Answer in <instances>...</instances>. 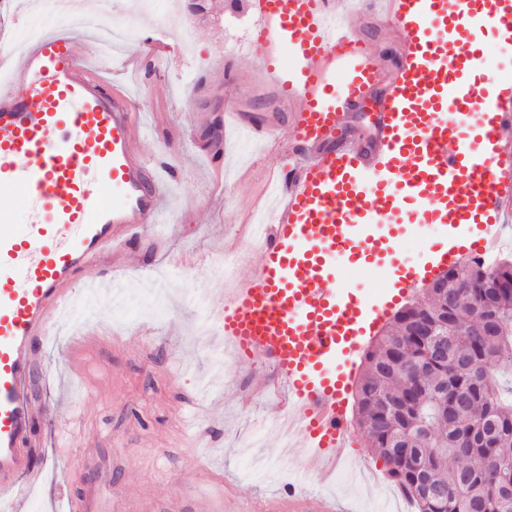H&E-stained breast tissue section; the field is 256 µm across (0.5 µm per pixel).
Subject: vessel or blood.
I'll use <instances>...</instances> for the list:
<instances>
[{"mask_svg": "<svg viewBox=\"0 0 512 512\" xmlns=\"http://www.w3.org/2000/svg\"><path fill=\"white\" fill-rule=\"evenodd\" d=\"M383 2L382 20L404 38L388 85L351 28L332 26L329 0H248L261 24L259 83L289 112L299 150L263 242L234 253L249 275L229 279L220 328L240 364L273 366L279 418L308 473L333 474L348 456L354 379L341 360L433 269L493 247L512 200V79L486 93L470 77L483 28L512 45V0ZM108 66L86 59L77 23L35 34L0 66V191L22 204L0 212V503L25 502L42 478L30 386L61 312L95 285L79 271L92 263L124 277L134 233L159 239L177 218L141 146L143 110L105 80ZM369 101L373 136L361 141L347 129ZM224 111L278 146L275 113L235 101ZM416 208L446 236L431 265L396 266L373 305L338 284L337 263L384 264ZM289 506L342 512L308 491ZM67 512H104L103 499L88 490Z\"/></svg>", "mask_w": 512, "mask_h": 512, "instance_id": "b4317fda", "label": "vessel or blood"}]
</instances>
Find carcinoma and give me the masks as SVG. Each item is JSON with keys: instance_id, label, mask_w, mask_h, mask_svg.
<instances>
[{"instance_id": "1", "label": "carcinoma", "mask_w": 512, "mask_h": 512, "mask_svg": "<svg viewBox=\"0 0 512 512\" xmlns=\"http://www.w3.org/2000/svg\"><path fill=\"white\" fill-rule=\"evenodd\" d=\"M436 283L369 343L356 418L418 512H512V253Z\"/></svg>"}]
</instances>
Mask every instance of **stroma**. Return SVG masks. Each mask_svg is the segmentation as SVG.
<instances>
[{"label":"stroma","mask_w":512,"mask_h":512,"mask_svg":"<svg viewBox=\"0 0 512 512\" xmlns=\"http://www.w3.org/2000/svg\"><path fill=\"white\" fill-rule=\"evenodd\" d=\"M227 0H210L208 21L180 9L181 27L161 30L154 19H141L138 43L127 48L116 80L133 88L155 124L145 144L156 166L165 170L181 207L165 228L164 260L139 245L129 257L130 269L118 298L103 295L88 305L74 304L69 326L51 337L43 365L35 377L42 413L40 436L46 448V472L29 494L30 512H64L67 497L80 496L97 477L83 462L91 452L112 471L104 493L113 512L133 501L140 512H180L189 488L223 498V512H285V489L274 475L251 476V459L240 448L251 437L256 418L273 419L275 398L255 396L242 403V391L271 374L264 363L218 366L215 350L221 338L198 333V313L190 290L207 293L220 307L219 287L203 274L220 247L246 242V226L255 206L266 197L268 175L287 163L286 153H258L249 166L234 164L239 149L224 118V101L244 99L249 111L265 112L270 101L253 96L248 78L260 66L257 46L239 50L237 40L255 38L257 19L238 13L235 26L225 24ZM350 26L371 49L385 76L393 78L399 57L398 36L375 26L355 6ZM62 16L44 11L38 0H10L0 11V47L26 42L37 32L62 23ZM484 45L476 60L475 78L496 84L512 76V47L484 29ZM235 49L240 78L226 82L224 55ZM220 123L230 138L215 147L206 135ZM438 238L423 221L405 225L399 243L404 265H422ZM339 275L367 301L385 291L392 273L388 266L339 268ZM117 323L130 334L119 342L98 336L101 327ZM80 356L83 378L73 377L70 361ZM211 375L216 389L206 406H198L199 381ZM199 415L213 444L198 457L188 434V420ZM306 488L355 504L357 512H386V496L396 482L371 488L362 483L332 482L312 476Z\"/></svg>","instance_id":"35a3bbf8"}]
</instances>
